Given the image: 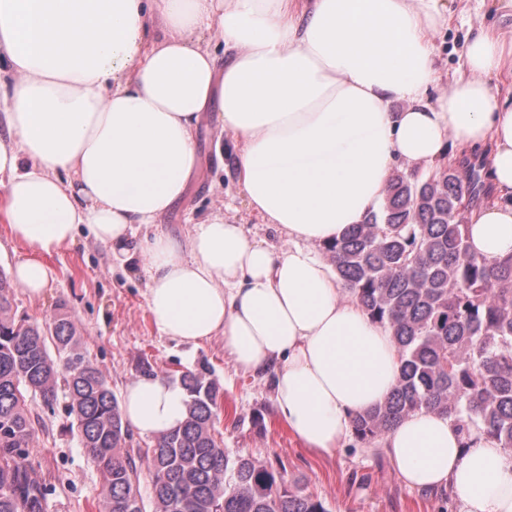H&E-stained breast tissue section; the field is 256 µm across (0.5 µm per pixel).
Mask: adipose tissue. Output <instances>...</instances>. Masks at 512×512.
I'll use <instances>...</instances> for the list:
<instances>
[{"label": "adipose tissue", "instance_id": "1", "mask_svg": "<svg viewBox=\"0 0 512 512\" xmlns=\"http://www.w3.org/2000/svg\"><path fill=\"white\" fill-rule=\"evenodd\" d=\"M157 17L167 31L153 41ZM444 21L441 0H0V220L33 252L14 282L40 297L45 257L84 230L117 260L142 259L158 332L222 338L235 370L272 379L302 445L333 453L390 394L399 357L322 246L378 211L394 166L489 150L492 199L468 215L467 240L488 264L512 258V38L478 27L433 99ZM203 28L223 53L194 41ZM212 105L250 206L284 246L220 209L186 236L154 232L187 194ZM122 414L151 438L185 419L186 395L141 376ZM380 446L410 489L450 488L459 512H512V452L483 426L463 433L420 410Z\"/></svg>", "mask_w": 512, "mask_h": 512}]
</instances>
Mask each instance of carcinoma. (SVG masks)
Segmentation results:
<instances>
[{
    "instance_id": "1",
    "label": "carcinoma",
    "mask_w": 512,
    "mask_h": 512,
    "mask_svg": "<svg viewBox=\"0 0 512 512\" xmlns=\"http://www.w3.org/2000/svg\"><path fill=\"white\" fill-rule=\"evenodd\" d=\"M487 153L462 154L426 178L398 171L379 211L324 247L336 275L372 322L389 330L400 358L393 390L357 414L354 437L371 443L426 409L461 431L484 426L512 450V262L469 253L465 211L491 198ZM13 284L0 269V512H44L45 485L24 463L33 434L29 398L57 399L65 358L67 416L102 478L103 512H327L283 469L232 458L215 426L224 391L205 369L179 375L187 417L137 456L116 396L86 357L75 318L58 304L41 327L17 314ZM147 473L141 483V473Z\"/></svg>"
}]
</instances>
